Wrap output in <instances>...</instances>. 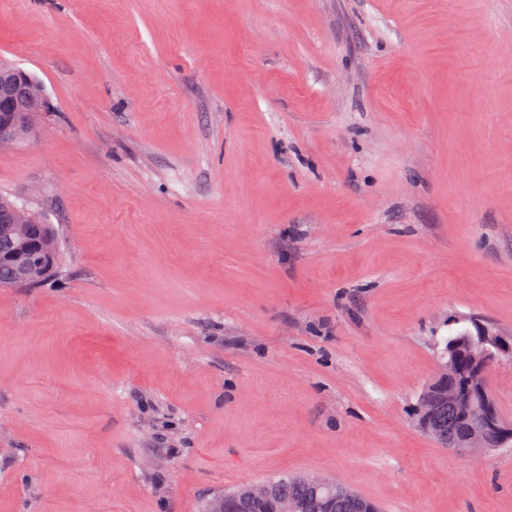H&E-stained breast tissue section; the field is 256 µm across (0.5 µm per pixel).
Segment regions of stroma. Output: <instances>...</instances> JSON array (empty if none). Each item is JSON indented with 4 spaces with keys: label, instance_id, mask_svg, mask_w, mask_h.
<instances>
[{
    "label": "stroma",
    "instance_id": "35a3bbf8",
    "mask_svg": "<svg viewBox=\"0 0 512 512\" xmlns=\"http://www.w3.org/2000/svg\"><path fill=\"white\" fill-rule=\"evenodd\" d=\"M0 59L61 252L0 288V512H512V446L414 417L449 320L512 335V0H0ZM33 80L38 82L25 70L0 62V145L28 136L47 112V99ZM308 479L325 484L334 483L313 476H283L273 478L272 481L280 499L286 504L292 502L298 512H377L372 503L344 487L336 488L335 502L323 488L312 485ZM274 495L275 487L270 484L244 486L231 496L215 497L209 504L208 512H249L247 505L251 501L271 499Z\"/></svg>",
    "mask_w": 512,
    "mask_h": 512
}]
</instances>
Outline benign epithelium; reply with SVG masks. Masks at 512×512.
I'll return each mask as SVG.
<instances>
[{"label":"benign epithelium","instance_id":"benign-epithelium-1","mask_svg":"<svg viewBox=\"0 0 512 512\" xmlns=\"http://www.w3.org/2000/svg\"><path fill=\"white\" fill-rule=\"evenodd\" d=\"M48 110L44 93L25 70L0 62V145L29 135L40 116ZM27 228V241L14 238L15 228ZM49 225L40 216L30 213L14 202L0 197V268L10 275L11 286H37L52 276L57 265L56 250L46 248ZM486 337L484 346L471 364L470 378L463 388L470 397L462 398L455 387H448L444 398L462 403L469 431L451 449L472 458L512 442V423L500 418L492 403L475 408L470 398L481 394L489 367L512 353V336H505L491 325H479ZM275 487L270 484L248 485L231 496L220 495L209 504L208 512H249L247 505L257 499H271Z\"/></svg>","mask_w":512,"mask_h":512}]
</instances>
